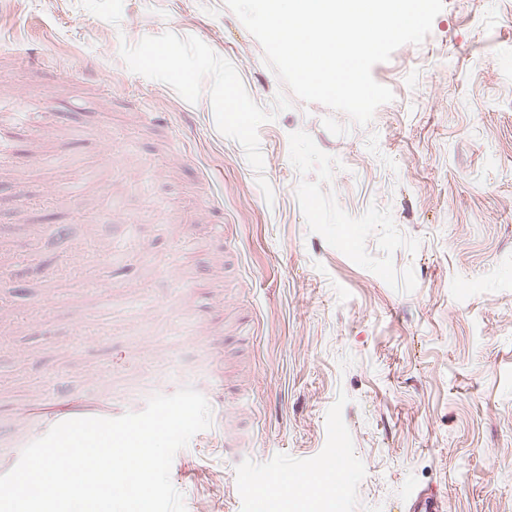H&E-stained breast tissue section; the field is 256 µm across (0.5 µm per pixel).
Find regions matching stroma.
Returning a JSON list of instances; mask_svg holds the SVG:
<instances>
[{
    "label": "stroma",
    "instance_id": "stroma-1",
    "mask_svg": "<svg viewBox=\"0 0 512 512\" xmlns=\"http://www.w3.org/2000/svg\"><path fill=\"white\" fill-rule=\"evenodd\" d=\"M1 75L32 119L0 115V448L62 391L218 389L186 512H263L241 475L339 443L336 512H512V0H444L364 127L225 0H0Z\"/></svg>",
    "mask_w": 512,
    "mask_h": 512
}]
</instances>
